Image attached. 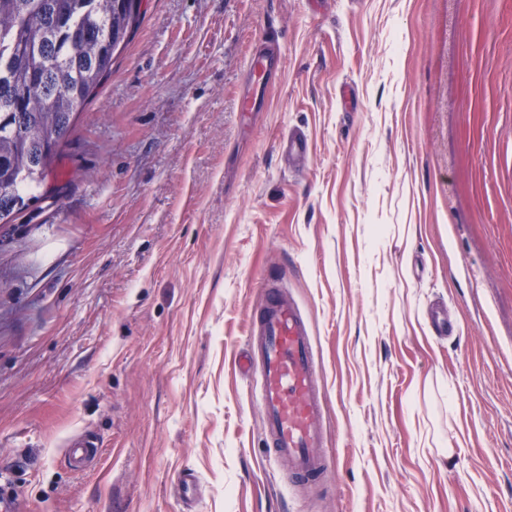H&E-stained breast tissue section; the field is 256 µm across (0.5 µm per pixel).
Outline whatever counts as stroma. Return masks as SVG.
<instances>
[{"instance_id": "1", "label": "stroma", "mask_w": 512, "mask_h": 512, "mask_svg": "<svg viewBox=\"0 0 512 512\" xmlns=\"http://www.w3.org/2000/svg\"><path fill=\"white\" fill-rule=\"evenodd\" d=\"M142 11L64 193L0 226V478L26 512H512V0ZM268 35L283 68L246 114ZM268 278L317 350V481L270 453L235 368ZM282 151L288 154V163L303 166L310 158L311 147L308 138L300 131L288 133V137L279 142ZM97 444L84 434L71 436L65 443V454L70 463L81 467L91 457L97 456Z\"/></svg>"}]
</instances>
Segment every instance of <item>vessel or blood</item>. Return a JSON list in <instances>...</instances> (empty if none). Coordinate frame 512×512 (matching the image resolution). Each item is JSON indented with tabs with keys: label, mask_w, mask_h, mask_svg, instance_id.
<instances>
[{
	"label": "vessel or blood",
	"mask_w": 512,
	"mask_h": 512,
	"mask_svg": "<svg viewBox=\"0 0 512 512\" xmlns=\"http://www.w3.org/2000/svg\"><path fill=\"white\" fill-rule=\"evenodd\" d=\"M280 52L261 40L252 55L240 99L244 112L263 111L265 90L280 65ZM290 164L301 166L311 147L300 131L289 132L279 143ZM241 372L259 377L264 430L276 454L288 465L290 475L317 478L327 466L322 451L324 386L317 368L309 322L292 299L275 287L265 288L252 314L247 347L239 359ZM98 447L86 435L76 434L65 443L70 463L83 466Z\"/></svg>",
	"instance_id": "1"
}]
</instances>
